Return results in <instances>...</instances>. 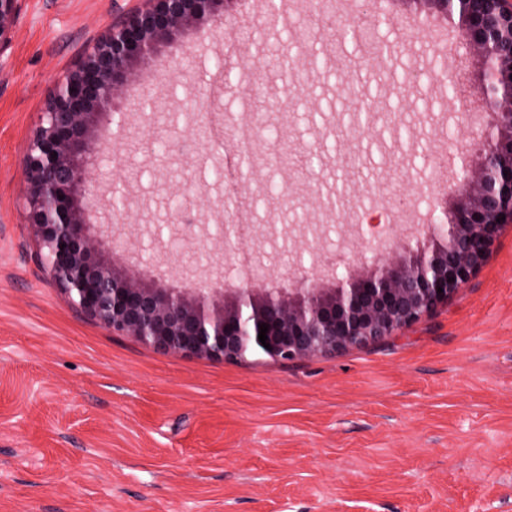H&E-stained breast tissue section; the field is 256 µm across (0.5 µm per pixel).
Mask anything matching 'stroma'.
Returning <instances> with one entry per match:
<instances>
[{
  "mask_svg": "<svg viewBox=\"0 0 512 512\" xmlns=\"http://www.w3.org/2000/svg\"><path fill=\"white\" fill-rule=\"evenodd\" d=\"M353 2L375 59L330 53L328 21L304 12L267 36L220 23L160 44L145 84L117 99L144 150L98 160L137 174L124 237L186 195L185 222L234 220V201L276 182L289 202L255 208L243 251L269 267L298 251L341 277L354 226L406 242L421 219L443 220L456 196L430 190L440 156L476 157L491 121L449 111L448 88L475 89L484 63L460 38L445 53L415 31L395 38L412 0L383 12ZM143 5L23 0L0 54V512H512V224L447 304L335 356L165 354L50 285L25 221L23 156L56 84ZM242 69L261 76L254 101L297 102L269 115L291 169L240 178L201 166L192 115L214 78ZM142 91L167 98L175 128L131 106Z\"/></svg>",
  "mask_w": 512,
  "mask_h": 512,
  "instance_id": "obj_1",
  "label": "stroma"
}]
</instances>
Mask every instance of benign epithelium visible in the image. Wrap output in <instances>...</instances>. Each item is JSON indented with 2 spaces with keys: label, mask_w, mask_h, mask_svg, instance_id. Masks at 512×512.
<instances>
[{
  "label": "benign epithelium",
  "mask_w": 512,
  "mask_h": 512,
  "mask_svg": "<svg viewBox=\"0 0 512 512\" xmlns=\"http://www.w3.org/2000/svg\"><path fill=\"white\" fill-rule=\"evenodd\" d=\"M446 15L461 16L463 38L485 61L479 93L494 122L481 130L475 164L461 169L457 203L446 223L430 224L415 247L383 260L352 249L349 272L332 285L314 267H282L290 288H270L269 268L256 265L243 279L227 280L224 268L196 288L173 283L158 266L147 271L131 260L133 251L119 233L121 209L103 214L95 203L112 202L123 170L91 176L110 140L129 136L124 117L114 118L120 89L143 79L159 44L189 23L204 27L224 18L229 0H147L144 9L113 28L85 54L48 99L23 158L28 224L38 237L51 283L73 305L113 332L174 355L211 361L249 356L293 360L333 355L381 341L448 301L490 258L502 228L512 223V0H491L500 22L496 40L484 36L475 0H416ZM21 0H0V52L9 46ZM212 97L196 118L191 135L209 142L210 126L223 116ZM288 142L270 149L258 141L247 157L251 169L292 158ZM57 157H52V154ZM225 259L242 244V225L221 227ZM268 325L265 348L259 326Z\"/></svg>",
  "instance_id": "benign-epithelium-1"
}]
</instances>
